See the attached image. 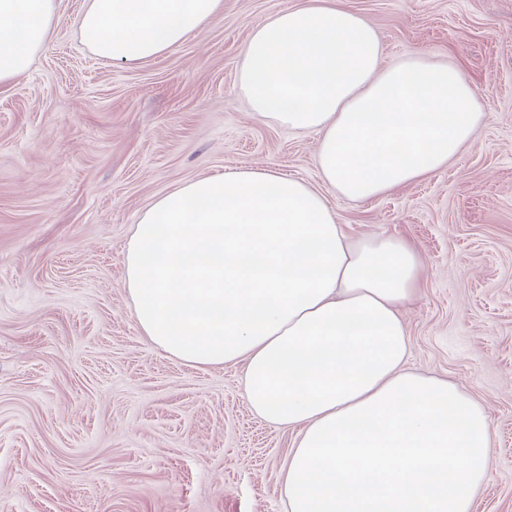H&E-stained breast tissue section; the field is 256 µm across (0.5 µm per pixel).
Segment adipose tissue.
Listing matches in <instances>:
<instances>
[{
  "mask_svg": "<svg viewBox=\"0 0 512 512\" xmlns=\"http://www.w3.org/2000/svg\"><path fill=\"white\" fill-rule=\"evenodd\" d=\"M224 0H84L98 57L138 64L180 45ZM56 0H0V84L42 50ZM382 44L344 0L257 24L238 86L252 112L318 134L325 191L265 169L191 180L132 229L124 278L143 336L195 367L241 364L250 409L297 436L286 512H471L489 481L483 406L407 366L400 307L422 290L410 241L347 237L327 195L365 201L448 165L483 124L455 65Z\"/></svg>",
  "mask_w": 512,
  "mask_h": 512,
  "instance_id": "1",
  "label": "adipose tissue"
}]
</instances>
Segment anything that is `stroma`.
<instances>
[{
    "label": "stroma",
    "instance_id": "stroma-1",
    "mask_svg": "<svg viewBox=\"0 0 512 512\" xmlns=\"http://www.w3.org/2000/svg\"><path fill=\"white\" fill-rule=\"evenodd\" d=\"M306 0H224L150 61L91 53L83 0L0 86V512H284L295 431L255 416L242 367H191L132 314L133 224L186 182L268 168L313 188L318 136L257 120L237 86L256 22ZM383 65L459 67L486 114L448 167L363 202L330 197L353 238L410 240L423 291L402 310L411 369L453 379L495 431L475 512H512V0H345Z\"/></svg>",
    "mask_w": 512,
    "mask_h": 512
}]
</instances>
